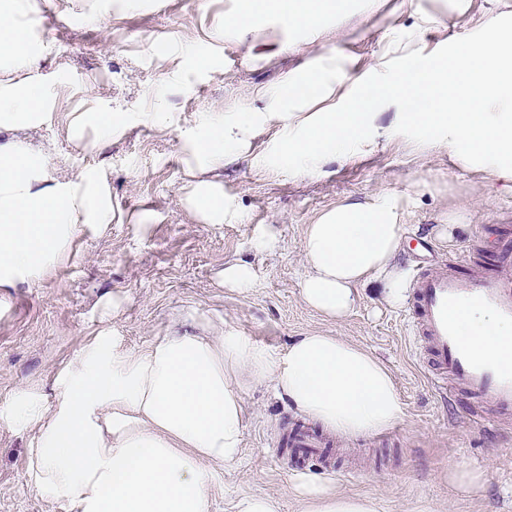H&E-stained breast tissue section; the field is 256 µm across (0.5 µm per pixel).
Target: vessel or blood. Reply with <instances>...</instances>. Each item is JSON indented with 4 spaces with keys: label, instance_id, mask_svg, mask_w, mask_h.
<instances>
[{
    "label": "vessel or blood",
    "instance_id": "vessel-or-blood-1",
    "mask_svg": "<svg viewBox=\"0 0 512 512\" xmlns=\"http://www.w3.org/2000/svg\"><path fill=\"white\" fill-rule=\"evenodd\" d=\"M413 301L410 333L424 343L434 370L431 388L448 400L466 395L475 402L472 421L485 413L512 412V372L477 355L465 346L453 319L455 312L480 308L503 323H512V239L504 240L495 268L482 254H474L468 272L457 270L452 260L417 262L408 282ZM281 446L298 452L318 453L324 442L310 426L298 423L284 435Z\"/></svg>",
    "mask_w": 512,
    "mask_h": 512
}]
</instances>
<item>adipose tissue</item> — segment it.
<instances>
[{
	"label": "adipose tissue",
	"mask_w": 512,
	"mask_h": 512,
	"mask_svg": "<svg viewBox=\"0 0 512 512\" xmlns=\"http://www.w3.org/2000/svg\"><path fill=\"white\" fill-rule=\"evenodd\" d=\"M487 2L475 22L470 0H450L456 20L432 47L425 37L438 17L425 0H231L214 40L249 46L253 66L272 60L271 42L288 31L303 57L278 83L252 86L246 104L181 127L188 209L204 224L236 222L221 172L248 158L263 134L268 169L320 175L329 162L375 152L410 130L416 150L446 148L462 167H482L512 191V5ZM358 8L389 29L363 67L336 38L337 18ZM29 12L30 0H0V288L41 276L78 230L122 217L101 170L58 179L24 140L51 122L55 101L34 74L41 50ZM130 124L94 103L73 114L70 128L93 147ZM405 217V203L391 193L320 213L303 243L304 303L344 318L359 286L376 278L396 296ZM455 319L467 346L512 370V325L483 310ZM265 380L342 436L379 434L404 416L390 369L359 344L313 332L272 355L224 323L161 337L139 355L116 351L101 331L58 373L52 406L20 390L0 413L36 429L29 479L69 512H208L211 465L241 453V387ZM295 490L303 512H378L374 499L323 483L303 479Z\"/></svg>",
	"instance_id": "obj_1"
}]
</instances>
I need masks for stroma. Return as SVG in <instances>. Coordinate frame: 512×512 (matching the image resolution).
Listing matches in <instances>:
<instances>
[{"label":"stroma","mask_w":512,"mask_h":512,"mask_svg":"<svg viewBox=\"0 0 512 512\" xmlns=\"http://www.w3.org/2000/svg\"><path fill=\"white\" fill-rule=\"evenodd\" d=\"M227 0H31L42 48L38 78L58 93L50 125L29 141L50 157L58 178L88 166L103 168L124 219L101 234H76L65 260L37 279L0 288V409L21 389L56 398L54 378L101 330L123 353L146 351L172 331L197 332L207 322L232 325L255 345L285 352L300 336L321 331L355 342L391 370L404 419L380 436L330 434L329 457L294 456L276 447L297 413L270 384L241 388L247 420L242 452L213 468L210 512H233L244 494H265L279 512H300L298 477L333 483L337 491L373 497L379 512H512V418L474 423L463 405H448L428 386L406 334L407 300L388 302L382 283L360 291L354 311L327 320L300 298L302 243L308 224L337 203L387 191L409 207L399 269L413 256L464 258L496 249L512 219V195L499 194L487 175L457 166L447 150L414 151L407 134L385 148L330 163L324 175L265 172L251 160L224 170V193L237 197V224H202L182 202L184 182L178 125L136 122L117 141L87 149L72 140V113L94 101L115 112H150L155 105L191 122L227 104L245 103L254 83L276 81L300 59L295 36L269 65L245 68L244 48L212 51V32ZM192 44L213 66L173 60L157 43ZM251 266L252 290L224 288L227 265ZM34 429L0 417V512H66L29 480ZM485 472L479 497L457 493L442 478L449 464Z\"/></svg>","instance_id":"obj_1"}]
</instances>
